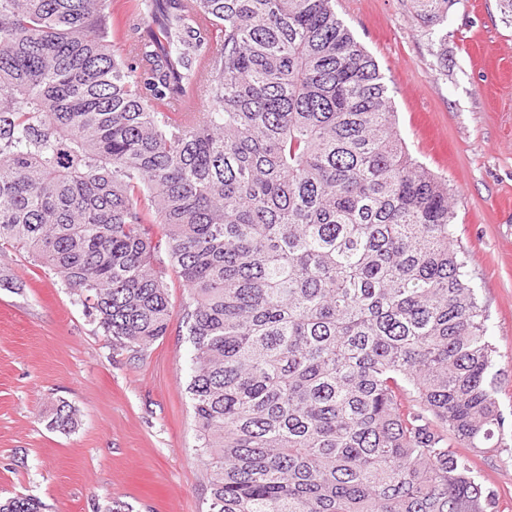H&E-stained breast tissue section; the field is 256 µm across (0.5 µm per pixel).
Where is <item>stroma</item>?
<instances>
[{"instance_id":"1","label":"stroma","mask_w":512,"mask_h":512,"mask_svg":"<svg viewBox=\"0 0 512 512\" xmlns=\"http://www.w3.org/2000/svg\"><path fill=\"white\" fill-rule=\"evenodd\" d=\"M336 12L385 75L410 153L448 182L512 420V26L499 0H457L430 27L410 0H336ZM167 279V334L133 354L113 349L57 275L26 253L0 252V495L35 496L46 512H107L114 500L130 512H208L186 393L187 292L175 273ZM59 399L80 413L68 434L44 418ZM477 472L500 512H512V439L479 458Z\"/></svg>"}]
</instances>
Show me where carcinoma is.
<instances>
[{
  "label": "carcinoma",
  "mask_w": 512,
  "mask_h": 512,
  "mask_svg": "<svg viewBox=\"0 0 512 512\" xmlns=\"http://www.w3.org/2000/svg\"><path fill=\"white\" fill-rule=\"evenodd\" d=\"M130 2L117 55L111 0H0V251L137 354L168 330L165 250L209 512H499L448 445L503 429L448 182L336 0ZM455 2L411 0L427 26Z\"/></svg>",
  "instance_id": "carcinoma-1"
}]
</instances>
